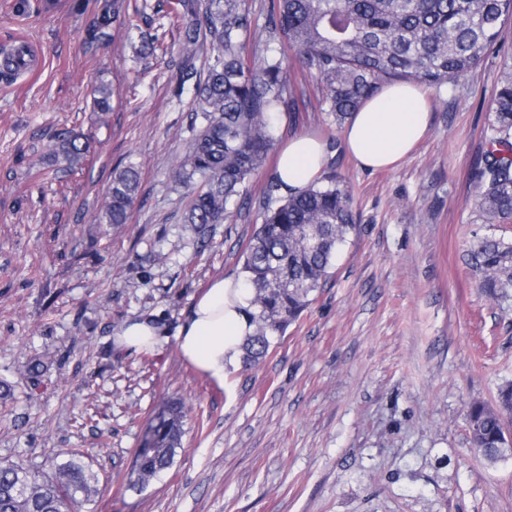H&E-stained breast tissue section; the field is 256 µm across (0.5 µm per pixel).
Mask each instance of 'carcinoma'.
Here are the masks:
<instances>
[{"label":"carcinoma","instance_id":"1","mask_svg":"<svg viewBox=\"0 0 512 512\" xmlns=\"http://www.w3.org/2000/svg\"><path fill=\"white\" fill-rule=\"evenodd\" d=\"M181 45L177 92L193 82L195 118L188 155L175 171L191 189L183 223L200 233L241 213L246 184L280 140L278 116L299 111L292 74L305 72L322 85L309 103L342 126L361 103L399 81L428 87L456 84L476 69L512 18V0H265L258 24L248 0H169ZM123 32L135 52L148 57L156 39L131 18L124 0H104L88 28L93 46ZM252 49L253 65L245 64ZM210 54L206 75L196 69L201 50ZM115 89L105 81L92 91L93 108L111 109ZM89 150L84 134L64 133L51 155L74 171ZM139 189L137 171L113 172L102 211L106 223H128ZM473 201L485 224H512V60L506 59L494 95L491 134L473 176ZM353 198L346 181L329 172L300 191L271 181L259 200L256 225L241 258L250 294L253 333L242 344L243 365L268 354L272 339L300 317L326 285L336 252L355 230ZM464 261L478 286L498 301L512 299V239L476 235ZM54 365L34 355L23 366L37 380ZM471 448L485 460L504 448L512 430V381L498 387L495 406L473 403L467 413ZM186 411L163 404L136 450L127 488L143 491L181 447ZM95 477L77 449L49 470L0 464V512H75L92 504Z\"/></svg>","mask_w":512,"mask_h":512}]
</instances>
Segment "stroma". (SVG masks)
Here are the masks:
<instances>
[{
	"label": "stroma",
	"instance_id": "stroma-1",
	"mask_svg": "<svg viewBox=\"0 0 512 512\" xmlns=\"http://www.w3.org/2000/svg\"><path fill=\"white\" fill-rule=\"evenodd\" d=\"M73 4L36 0L25 13L0 0V50L26 41L41 57L0 81V380L16 387L0 404V462L40 466L79 449L97 478L94 512H512V459L478 456L466 422L512 379V301L483 293L463 261L474 235L504 231L478 220L472 191L512 21L455 90L426 88L430 132L397 168L358 167L324 113L280 117L282 139L309 130L331 144L358 227L265 359L219 383L175 344L119 351L112 332L150 313L177 329L212 279L240 275L277 158L247 184L241 217L198 238L173 174L193 96L169 81L180 42L167 0H130L165 34V52L148 58L120 36L88 46L92 16ZM99 79L121 90L105 114L90 105ZM72 129L94 140L69 174L47 154ZM128 165L140 179L129 222L100 224L112 173ZM43 353L63 365L22 380ZM171 399L188 410L174 462L127 490Z\"/></svg>",
	"mask_w": 512,
	"mask_h": 512
}]
</instances>
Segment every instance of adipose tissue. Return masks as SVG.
I'll use <instances>...</instances> for the list:
<instances>
[{
  "instance_id": "obj_1",
  "label": "adipose tissue",
  "mask_w": 512,
  "mask_h": 512,
  "mask_svg": "<svg viewBox=\"0 0 512 512\" xmlns=\"http://www.w3.org/2000/svg\"><path fill=\"white\" fill-rule=\"evenodd\" d=\"M429 103L415 84H388L366 99L342 128V147L365 170L399 166L429 131ZM329 159L328 145L315 134L290 138L280 149L276 174L287 187L314 181ZM249 294L240 280H212L190 306L176 332H168L157 316L129 321L117 328L114 344L138 352L175 342L182 357L200 373L223 381L240 346L253 327L246 314Z\"/></svg>"
}]
</instances>
